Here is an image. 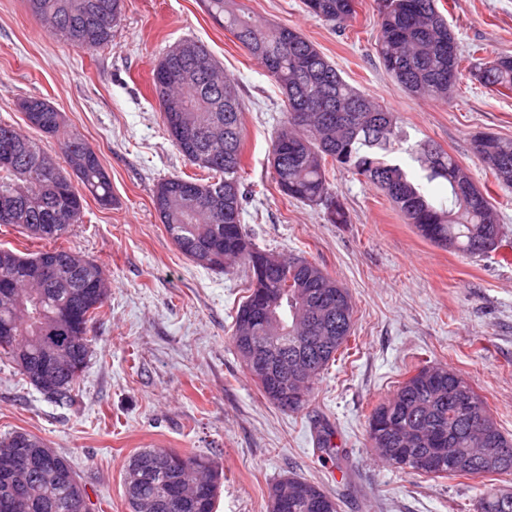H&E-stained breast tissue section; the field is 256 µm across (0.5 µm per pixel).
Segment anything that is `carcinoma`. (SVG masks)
I'll use <instances>...</instances> for the list:
<instances>
[{"label": "carcinoma", "instance_id": "obj_1", "mask_svg": "<svg viewBox=\"0 0 512 512\" xmlns=\"http://www.w3.org/2000/svg\"><path fill=\"white\" fill-rule=\"evenodd\" d=\"M215 24L229 31L242 47L263 66L284 96V120L272 143L276 154L278 141L288 139V156L272 165L280 191L291 199L322 204L333 224L347 223L341 204L329 191L327 166L351 170L380 186L396 205L405 221H414L418 234L431 244L476 257L485 237L497 241L496 252L512 247L503 239L497 211L488 212L487 192L472 180L468 170L452 155L429 141L410 142L399 125L396 113L369 100L347 83L336 67L300 33L286 26H267L239 7L236 0H202ZM356 0H304L309 13L328 23L342 25L353 17ZM30 12L45 25L53 37L76 47L94 51L112 41V31L120 20L123 0H27ZM380 30L376 53L385 71L412 96L436 102L450 98L464 55L453 28L437 7L436 0H378ZM199 51L196 57L162 61L196 77L169 83L162 95L183 102L185 124L209 129L208 163L201 168L212 172V180L175 176L159 183L154 197L155 210L166 232L190 259L205 245L210 250L200 265L222 272L230 262L247 265L249 286L238 310L260 304L288 308V322L283 332L257 323L246 329L232 326L231 339L240 349L239 337L250 336L254 343L273 355H292L302 343L303 322L294 312L303 287L321 291L336 288L338 281L317 264L302 258H284L279 267L257 278L255 258L264 255L250 241L241 221V155L244 131L239 111L237 81L222 72L205 48L192 41ZM473 75L487 88L512 91V55L502 54L473 67ZM19 108L30 116V126L49 137L60 134L61 113L42 97L22 100ZM307 113L312 128L296 126L294 113ZM476 156L498 184L512 187V166L503 168L500 157L512 158V140L488 133H478ZM63 159L58 162L38 143L20 134L10 125L0 123V208L6 207L8 223L21 228L35 240L52 247L32 255L0 249V277L8 275L18 290L20 302L0 299V330L11 337L0 338V352L12 359L19 373L35 388L36 374L47 348L42 330L66 337L59 351L65 359L54 388L40 390L59 403L71 401L77 381L89 358L92 339L88 325L105 315L110 294L107 270L92 259L57 245L84 214L86 197L101 206L113 203L112 182L98 155L77 134L63 139ZM404 152L418 164L415 176L393 154ZM444 181L448 201L426 192L424 184ZM468 190L472 203L461 201L459 191ZM74 216V223L64 224L61 215ZM57 263L70 269L66 286L41 289L29 282L33 265ZM354 307L348 302V314L339 320L337 338L325 349L308 348L316 364L314 379L336 361L347 348L352 335ZM251 379L263 396L283 411L299 413L308 401L295 406L281 404V395L290 391L288 380H269L254 372ZM460 394L472 404L465 414L451 409L448 397ZM388 416L391 426L378 438L368 434L371 448L389 465L404 470L391 457L392 449L411 429L426 425L434 431L449 433L447 448L455 457H467L480 475H512V464L491 466L481 458L471 457L477 433L500 448H512V436L499 428L488 411L486 401L473 386L444 367H417L398 386L387 401L377 405L372 416ZM35 443L42 440L23 431L0 438V458L17 439ZM333 432L324 427L318 434L322 462H338L342 451L332 442ZM61 466L72 473L66 481L54 482L33 474L26 481V494L34 505L30 512H69L70 504L88 497L85 484L72 472L69 460L59 456ZM434 478L459 477L454 461L443 459L433 470L423 472ZM223 470L213 460L164 449H145L134 455L125 469V497L129 512H169L160 507L174 488L200 487L195 506L186 512H214ZM274 488L288 500V512H338L334 496L319 485L292 475L278 481ZM477 512H512V490L492 485L484 488Z\"/></svg>", "mask_w": 512, "mask_h": 512}]
</instances>
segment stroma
<instances>
[{
    "mask_svg": "<svg viewBox=\"0 0 512 512\" xmlns=\"http://www.w3.org/2000/svg\"><path fill=\"white\" fill-rule=\"evenodd\" d=\"M237 2L265 24L296 29L345 81L397 113L411 140L431 141L467 167L512 242V187L498 186L471 149L477 132L512 139V91L486 88L466 71L448 102L409 95L377 57L376 0H356L342 28L308 13L303 0ZM438 8L464 55L512 54V0H438ZM185 39L205 44L238 82L243 223L253 242L319 264L354 302L352 348L299 413L262 396L232 344L244 267L199 266L154 208L160 181L199 172L170 141L152 86L154 67ZM31 96L62 113L66 131L94 149L111 177L113 206L87 199L82 222L60 241L107 269L110 297L90 327L92 352L72 402L47 399L0 355V437L24 431L65 456L92 512H128L124 468L146 448L215 460L224 470L215 512H267L272 485L291 474L335 496L339 512H476L480 480L393 469L372 450L368 422L408 371L427 363L467 379L512 434V262L430 244L380 187L340 168L329 184L347 223H328L324 206L283 195L268 157L283 96L201 0H125L111 43L93 52L52 37L26 0H0V122L61 157L60 138L25 122L19 104ZM321 423L346 448V471L319 461Z\"/></svg>",
    "mask_w": 512,
    "mask_h": 512,
    "instance_id": "1",
    "label": "stroma"
}]
</instances>
